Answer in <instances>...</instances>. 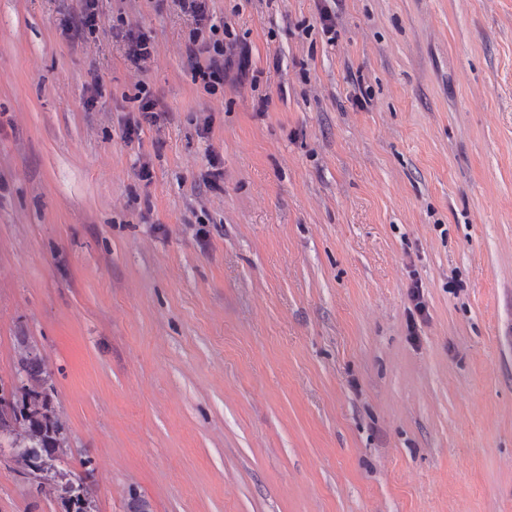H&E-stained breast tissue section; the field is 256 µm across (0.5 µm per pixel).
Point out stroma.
Masks as SVG:
<instances>
[{
  "mask_svg": "<svg viewBox=\"0 0 512 512\" xmlns=\"http://www.w3.org/2000/svg\"><path fill=\"white\" fill-rule=\"evenodd\" d=\"M208 5L214 94L172 0H0V393L39 357L68 452L0 512H512V0ZM103 0H81L78 13L65 15L60 21L68 37L85 39L94 37L103 26ZM208 0H172L181 13L191 18L195 31L188 46V56L195 60V76L203 83L204 88L214 94L219 87L224 86V77L227 78L232 67V55L239 52L241 64L240 73L246 75L244 61L247 60L248 48L246 44L238 41L229 30H224L222 39L217 37L218 28L213 24L208 27L210 35L205 36L209 22ZM228 39V40H226ZM204 55V64L199 59ZM125 56L131 64L140 67L141 63H145L151 58L154 52V46L151 39L143 32L133 33L129 31L124 35ZM64 491L67 494L66 512H95V500L90 487L81 479L68 480Z\"/></svg>",
  "mask_w": 512,
  "mask_h": 512,
  "instance_id": "1",
  "label": "stroma"
}]
</instances>
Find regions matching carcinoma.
<instances>
[{
	"label": "carcinoma",
	"mask_w": 512,
	"mask_h": 512,
	"mask_svg": "<svg viewBox=\"0 0 512 512\" xmlns=\"http://www.w3.org/2000/svg\"><path fill=\"white\" fill-rule=\"evenodd\" d=\"M18 373L42 386L7 402L9 412L0 413V448L13 449L16 462L23 466L34 460V472L44 479L60 476L58 464L65 454L66 437L52 413V389L44 385V366L38 357L27 355L20 359ZM64 491L67 512H95L92 491L82 479L67 481Z\"/></svg>",
	"instance_id": "cac0c4a2"
}]
</instances>
